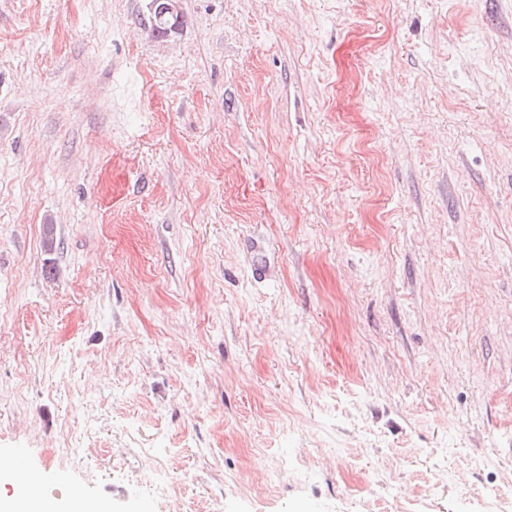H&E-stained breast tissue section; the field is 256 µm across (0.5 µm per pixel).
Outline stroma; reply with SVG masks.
<instances>
[{
	"label": "stroma",
	"instance_id": "stroma-1",
	"mask_svg": "<svg viewBox=\"0 0 512 512\" xmlns=\"http://www.w3.org/2000/svg\"><path fill=\"white\" fill-rule=\"evenodd\" d=\"M147 4L0 0V453L107 512H512V0ZM150 8L152 10L150 9L148 19L154 33L166 35L179 26L181 15L180 12L175 14L179 8V3L176 0H154L150 4ZM154 10H156L159 17L162 18L159 19Z\"/></svg>",
	"mask_w": 512,
	"mask_h": 512
}]
</instances>
